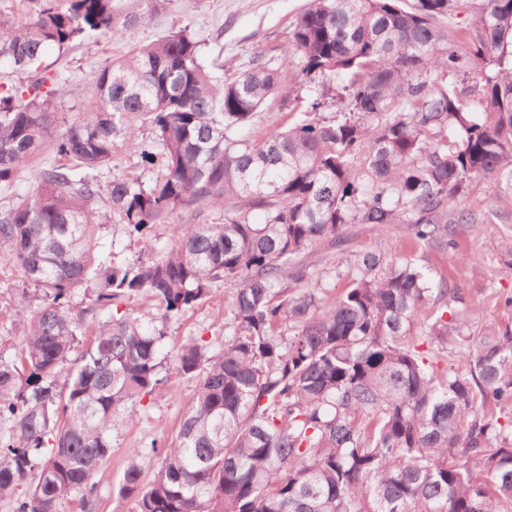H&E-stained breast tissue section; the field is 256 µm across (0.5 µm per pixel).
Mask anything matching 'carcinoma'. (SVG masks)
<instances>
[{
	"mask_svg": "<svg viewBox=\"0 0 512 512\" xmlns=\"http://www.w3.org/2000/svg\"><path fill=\"white\" fill-rule=\"evenodd\" d=\"M170 2L0 0V62L29 72ZM283 69L318 96L253 143L242 130ZM131 159L140 174L116 172ZM174 215L180 232L152 241ZM511 221L512 0H309L278 69L260 51L218 76L184 26L130 42L83 89H1L0 248L34 296L15 302L20 342L0 336V501L97 512L99 465L175 374L198 384L171 443L126 450L129 512H512V320L466 345L473 310L412 255L305 262L351 224L443 251L500 224L512 270ZM106 224L153 257L114 263ZM228 281L222 347L191 337L168 363L135 302L164 323Z\"/></svg>",
	"mask_w": 512,
	"mask_h": 512,
	"instance_id": "obj_1",
	"label": "carcinoma"
}]
</instances>
